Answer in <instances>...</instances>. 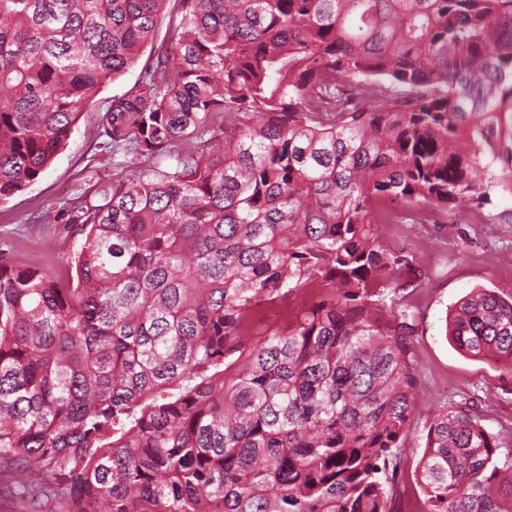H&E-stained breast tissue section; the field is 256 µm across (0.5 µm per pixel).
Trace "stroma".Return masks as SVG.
<instances>
[{"mask_svg": "<svg viewBox=\"0 0 512 512\" xmlns=\"http://www.w3.org/2000/svg\"><path fill=\"white\" fill-rule=\"evenodd\" d=\"M141 71V65H134L102 87L95 110L79 118L51 166L29 187L0 202L1 262L70 277L80 239L70 235L64 210L96 181L123 171L111 150L102 148L89 132L98 110L133 88ZM393 216L388 206L377 211L379 241L414 262L412 269L395 275L404 291L394 301L379 302L373 316L381 326L393 325L392 306L397 303L415 317L414 332L407 338L416 378L415 413L407 432L408 459L393 488L395 512H411L423 498L414 470L424 450L425 424L439 406L465 399L480 402L487 427L512 437V377L463 356L445 337L449 307L472 288L512 295V193L495 189L483 208L461 216L436 212L421 224H403Z\"/></svg>", "mask_w": 512, "mask_h": 512, "instance_id": "1", "label": "stroma"}]
</instances>
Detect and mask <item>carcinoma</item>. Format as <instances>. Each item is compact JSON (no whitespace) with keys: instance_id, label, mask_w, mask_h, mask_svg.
<instances>
[{"instance_id":"cac0c4a2","label":"carcinoma","mask_w":512,"mask_h":512,"mask_svg":"<svg viewBox=\"0 0 512 512\" xmlns=\"http://www.w3.org/2000/svg\"><path fill=\"white\" fill-rule=\"evenodd\" d=\"M165 2L0 0V200L149 52L99 112L135 162L71 203L75 277L0 264V486L31 512H393L413 325L372 309L412 260L373 213L512 186V0H179L157 47ZM446 328L512 376V300L475 288ZM415 476L419 512H512V448L467 402ZM315 293L312 290H302L301 292L291 295L284 302L267 305L257 318L254 333L257 334L268 325H283L295 318L301 307L309 302Z\"/></svg>"}]
</instances>
